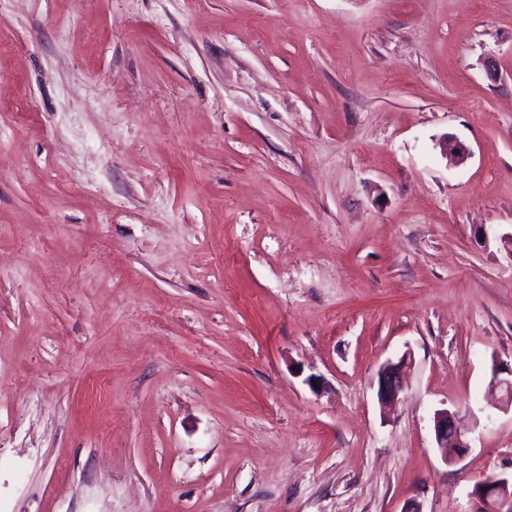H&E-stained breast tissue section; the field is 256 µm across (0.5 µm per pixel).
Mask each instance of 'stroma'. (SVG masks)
<instances>
[{
    "instance_id": "stroma-1",
    "label": "stroma",
    "mask_w": 512,
    "mask_h": 512,
    "mask_svg": "<svg viewBox=\"0 0 512 512\" xmlns=\"http://www.w3.org/2000/svg\"><path fill=\"white\" fill-rule=\"evenodd\" d=\"M497 361L512 0H0V512H470ZM411 365V354L406 352L398 361H389L381 366L377 378V398L380 404L393 403L399 399ZM433 429L437 447L446 450L445 460H448V448L454 457L465 453L469 448L458 431L455 412L447 409L437 411L434 415Z\"/></svg>"
}]
</instances>
